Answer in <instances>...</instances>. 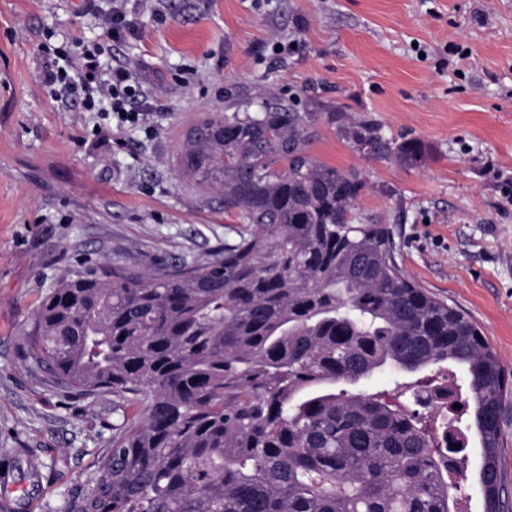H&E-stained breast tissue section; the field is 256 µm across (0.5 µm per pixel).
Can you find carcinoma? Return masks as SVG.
<instances>
[{"mask_svg":"<svg viewBox=\"0 0 512 512\" xmlns=\"http://www.w3.org/2000/svg\"><path fill=\"white\" fill-rule=\"evenodd\" d=\"M315 115L283 106L205 119L180 168L224 192V248L143 274L86 262L42 301L24 358L71 394L112 393L110 453L69 512H470L444 465L434 380L417 408L351 387L448 364L481 437L482 512H512L497 463L508 377L481 329L411 281L387 224L355 212L368 183L310 152ZM353 148L415 167L424 146L339 115Z\"/></svg>","mask_w":512,"mask_h":512,"instance_id":"cac0c4a2","label":"carcinoma"}]
</instances>
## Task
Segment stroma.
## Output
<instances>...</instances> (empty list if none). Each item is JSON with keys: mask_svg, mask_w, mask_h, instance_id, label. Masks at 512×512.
<instances>
[{"mask_svg": "<svg viewBox=\"0 0 512 512\" xmlns=\"http://www.w3.org/2000/svg\"><path fill=\"white\" fill-rule=\"evenodd\" d=\"M111 0H0V496L68 512L109 453L112 395L75 397L22 355L23 333L84 260L156 267L236 236L221 191L175 164L205 118L277 101L317 116L311 153L361 172L357 210L390 225L405 274L481 328L512 373V0H127L134 36L102 61L140 85L137 123L61 96ZM417 139L415 167L369 158L334 116Z\"/></svg>", "mask_w": 512, "mask_h": 512, "instance_id": "stroma-1", "label": "stroma"}]
</instances>
